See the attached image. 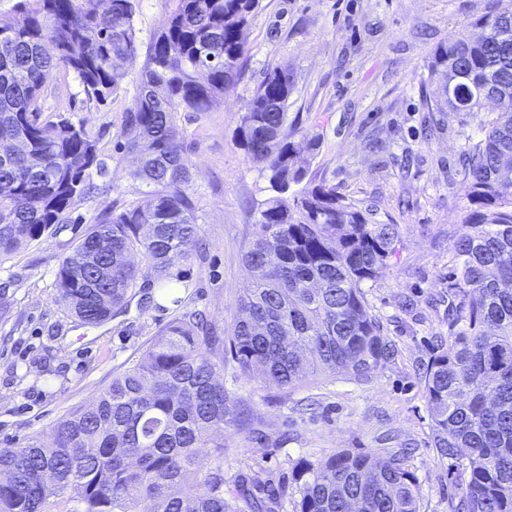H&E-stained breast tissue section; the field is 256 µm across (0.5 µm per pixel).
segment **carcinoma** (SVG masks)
<instances>
[{"label": "carcinoma", "instance_id": "cac0c4a2", "mask_svg": "<svg viewBox=\"0 0 512 512\" xmlns=\"http://www.w3.org/2000/svg\"><path fill=\"white\" fill-rule=\"evenodd\" d=\"M171 2L121 126L123 148L140 155L130 176L150 187L149 200L101 214L57 282L60 304L87 325L128 305L139 286L160 289L179 314L91 405L45 438L0 448V512H47L65 492L75 512H261L244 490H224V443L214 441L227 416L217 382L224 349L245 374L283 391L309 375L365 381L395 356L362 284L387 267L399 225L370 224L335 188L307 180L298 131L288 126L293 82L278 67L255 88L236 131L278 195L263 203L244 255L250 282L229 336L182 310L176 269L204 240L178 114L224 102L242 75L243 33L260 0ZM138 10L139 0H22L0 27V141L18 143L0 146L1 257L62 231L72 206L110 189L85 123L42 118L43 87L47 72L62 68L90 100L121 90L141 49ZM429 77L439 83L431 112L476 118L489 99L499 108L467 138L468 206L450 259L459 301L448 345L438 344L421 372L432 440L440 458L463 467L450 512H512V6L438 46ZM136 253L147 270L131 262ZM189 473L196 478L187 485ZM296 477V512H351L352 499L357 512H419L418 478L399 456L343 450L302 460Z\"/></svg>", "mask_w": 512, "mask_h": 512}]
</instances>
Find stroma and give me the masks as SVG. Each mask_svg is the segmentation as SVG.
<instances>
[{"mask_svg":"<svg viewBox=\"0 0 512 512\" xmlns=\"http://www.w3.org/2000/svg\"><path fill=\"white\" fill-rule=\"evenodd\" d=\"M501 0H262L244 33L243 78L223 104L200 118L180 117L190 159L189 191L209 243L205 259L181 268L184 307L221 326L233 319L249 280L243 258L262 203L275 196L268 177L239 147V117L266 70H288L294 90L288 118L302 134L318 136L309 175L334 187L372 224H396L401 241L381 276L365 283L369 313L398 350L369 381L311 378L283 392L245 377L225 355L223 383L232 410L246 423L224 427V481L294 512L299 460L318 461L343 449L379 458L410 451L419 479L420 512H449L460 468L440 458L418 367L437 337L448 333L449 259L462 232L467 205L460 156L478 122L456 112L430 118L435 90L429 66L435 48L465 32ZM144 55L127 64L124 88L99 106L87 102L73 75L46 78L43 115L84 121L98 138L112 189L74 205L67 228L49 232L0 258V448L48 435L62 417L93 403L138 359L175 316L156 307L149 289L108 321L88 326L58 301L62 260L102 213L144 202L147 188L131 178L135 155L121 149L124 112L136 93Z\"/></svg>","mask_w":512,"mask_h":512,"instance_id":"35a3bbf8","label":"stroma"}]
</instances>
